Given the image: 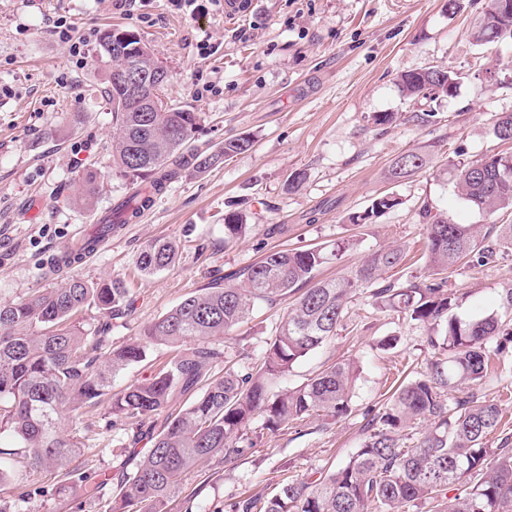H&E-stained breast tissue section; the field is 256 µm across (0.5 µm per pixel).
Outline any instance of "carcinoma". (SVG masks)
I'll return each instance as SVG.
<instances>
[{
  "instance_id": "cac0c4a2",
  "label": "carcinoma",
  "mask_w": 512,
  "mask_h": 512,
  "mask_svg": "<svg viewBox=\"0 0 512 512\" xmlns=\"http://www.w3.org/2000/svg\"><path fill=\"white\" fill-rule=\"evenodd\" d=\"M512 26V15L488 9L473 32L480 44ZM98 58L107 70V96L119 136L112 140V162L144 182L134 195L112 208V221L96 225V239L129 223L154 202L189 161L203 174L228 158L249 150L251 135L227 139L209 153L190 159L176 155L196 129L200 114L159 103L153 112H125V92L114 84L119 69L151 70L152 50L129 29L110 28L99 42ZM411 100L434 101L456 89L454 72L428 68L400 75ZM495 136L512 143V113L494 124ZM431 150L402 154L393 164V180L425 169ZM462 198L491 215L512 207V152L493 153L468 162L455 173ZM400 205L384 195L364 211L349 216L355 225ZM238 212L224 215V244L247 231ZM425 260L439 279L417 281L407 276L406 251L379 249L358 267L329 281L315 280L328 256L347 251L348 240L330 252L318 247L277 249L239 272L237 280L205 288L146 325L140 337L114 345L104 329L86 330L79 315L91 305L112 321L132 310L124 281L89 283L73 277L58 288H39L15 303L0 304V441L27 452L31 465L57 472L55 491L76 490L89 502H101L112 486L107 512H170L168 504L185 477L205 460H232L246 455L253 443L245 431L256 418L275 434L313 417H343L350 412L355 363L334 362L298 387L272 391L301 358L336 335L348 303L367 293L378 309L422 325L432 355L419 376L399 386L371 415L354 456L325 476L308 482L284 478L267 498L246 496L236 512H404L409 506L433 505L437 512H512V434L502 427V409L463 388L488 377L491 359L502 365L499 378L512 375V280L501 288L500 311L463 322L451 314L458 296L446 288L461 264L483 265L512 252V224H455L439 216L426 225ZM178 254L173 241H156L136 257L145 276L171 266ZM393 272V278L385 277ZM297 294L275 336L259 355L243 366L230 363L216 338L245 323L256 303H272ZM158 345L173 349L171 357L149 377L111 393L112 381L147 358ZM224 372L218 373L219 365ZM112 394V416L132 426V444L151 442L137 468L113 474L67 471L68 460L83 447L69 421L77 424L84 409L95 408ZM177 395L184 407L168 416L155 432L146 421L161 413ZM431 427L416 443L404 447L407 431L422 422ZM501 433L499 446L490 436ZM470 485L459 491L465 477ZM453 496H448L449 492ZM38 492L24 484L14 497L0 500V512H23Z\"/></svg>"
}]
</instances>
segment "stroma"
Masks as SVG:
<instances>
[{
  "mask_svg": "<svg viewBox=\"0 0 512 512\" xmlns=\"http://www.w3.org/2000/svg\"><path fill=\"white\" fill-rule=\"evenodd\" d=\"M194 14L168 0H0V303L56 287L69 274L88 282L125 281L131 312L113 321L114 344L138 337L188 295L241 271L273 249L352 246L316 273L330 280L370 253L400 244L415 259L410 274L424 280L423 210L457 224H512V210L485 215L459 198L458 165L504 150L494 134L498 115L512 113V39L476 43L471 31L490 0H250L232 16L199 0ZM67 17L90 39L88 60L78 66L66 44L48 31ZM133 30L169 71L159 96L199 113L188 143L201 151L229 138L253 135V147L203 173L183 172L141 218L109 236L87 263L58 273L55 260L92 228L112 203L130 194L134 181L112 162L116 128L106 101V69L97 57L110 27ZM215 51L201 56V42ZM429 67L459 75L452 96L408 100L399 76ZM433 111L429 121L420 112ZM396 114L378 126L372 117ZM432 146L425 170L395 182L388 171L403 152ZM95 172L92 206L82 205L81 177ZM303 181L289 188L292 174ZM399 206L375 223L349 224L385 194ZM243 213L250 225L225 244L224 215ZM283 225L269 234L270 225ZM154 238L176 240L174 265L141 274L135 259ZM512 278V255L482 267H461L447 286L459 298L455 315L467 321L498 311L499 291ZM293 303L284 297L261 304L251 319L226 336L229 352L259 354ZM395 335L396 347H381ZM428 330L374 308L357 296L337 334L299 360L285 384L296 387L339 359L353 360L357 376L351 411L336 420H313L277 434L253 422L252 454L227 462L214 458L188 475L182 494L196 493L202 512H231L235 502L273 491L283 476L318 479L349 462L364 437L366 414L383 405L401 373L431 355ZM109 401L85 415L91 466L110 472L134 469L138 455L124 448L125 432L111 426ZM19 480L46 487L27 512H105V504L58 496L53 476L13 463Z\"/></svg>",
  "mask_w": 512,
  "mask_h": 512,
  "instance_id": "obj_1",
  "label": "stroma"
}]
</instances>
